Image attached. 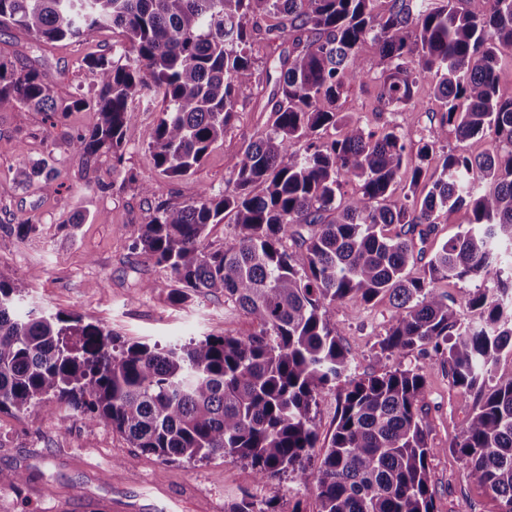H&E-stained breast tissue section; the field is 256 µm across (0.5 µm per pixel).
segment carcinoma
I'll return each instance as SVG.
<instances>
[{
    "label": "carcinoma",
    "instance_id": "1",
    "mask_svg": "<svg viewBox=\"0 0 512 512\" xmlns=\"http://www.w3.org/2000/svg\"><path fill=\"white\" fill-rule=\"evenodd\" d=\"M0 0V23L47 43H76L123 29L118 59L86 56L93 94L56 101L45 76L0 63V111L43 108L56 123L90 109L95 126L72 138L91 160L105 150L124 159V130L135 105L164 108L147 130L158 176L193 175L238 119L244 92L259 78L253 47L278 41L277 89L268 131L226 165L232 180L182 205L159 203L135 246L165 268L170 297L221 294L251 316L248 336H207L164 347L121 341L78 313L21 309L27 279L0 278V412L42 405L88 425L107 423L132 447L165 460L224 454L246 461L262 481L292 474L314 486L319 512H435L422 425L425 375L390 368L351 377L353 357L330 307L388 295L395 313L380 342L386 357L419 350L448 366L453 384L475 394L472 416L451 443L467 478L512 512V373L497 374L512 352V98L496 88V62L512 50V0L489 13L457 0ZM384 65L381 100L411 102L420 80L435 82L439 125L420 140L419 164L404 201H390L407 146L389 123L367 128L339 111L346 89L365 79L361 60ZM491 151L445 150L448 127ZM336 130L321 142L318 131ZM442 150L439 178L422 184L424 162ZM23 181L60 176L53 153L20 156ZM358 182L362 204L343 202ZM466 208L470 227L422 261L414 237L433 232L436 214ZM231 217L233 242L209 241ZM399 224L393 236L385 228ZM492 281L468 299L464 322L437 294L441 280ZM348 378L330 444L316 469L313 412L321 392ZM225 512H267L250 494Z\"/></svg>",
    "mask_w": 512,
    "mask_h": 512
}]
</instances>
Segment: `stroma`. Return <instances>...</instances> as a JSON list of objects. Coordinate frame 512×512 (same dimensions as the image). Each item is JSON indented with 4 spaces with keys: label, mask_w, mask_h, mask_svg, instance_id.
Masks as SVG:
<instances>
[{
    "label": "stroma",
    "mask_w": 512,
    "mask_h": 512,
    "mask_svg": "<svg viewBox=\"0 0 512 512\" xmlns=\"http://www.w3.org/2000/svg\"><path fill=\"white\" fill-rule=\"evenodd\" d=\"M121 30L107 29L81 43L37 45L14 26H0V61L33 67L47 77L59 100L93 90L95 77L81 60L111 55ZM365 83L353 85L339 102L361 124L397 125L407 146L416 147L437 126L443 109L433 96V83L421 81L414 101L398 107L380 99L382 64L376 52L363 57ZM278 72L246 90V110L215 143L203 166L189 177L156 175L146 148V132L161 102L151 111L133 113L125 130L124 161L113 167L111 153L86 160L70 145L72 135L88 131L95 112L69 113L50 126L44 112L19 107L0 112V278L28 277L32 288L26 305L48 312H77L101 323L125 340L161 345L205 336H245L252 317L225 301L223 295L172 302L168 273L135 249L140 224L158 202L195 200L201 187L219 193L231 178L227 158L265 131L269 113L262 107L276 87ZM54 154L61 175L51 188L21 183L20 157L37 160ZM152 179L154 192L141 194L129 174ZM35 217L37 229L21 234L18 226ZM337 332L354 356L351 373L361 377L391 367L421 368L426 376L422 424L434 450L429 459L435 512H500V502L465 475L464 460L450 442L470 416L475 398L453 385L448 370L419 351L388 359L379 343L395 312L388 298L365 304L336 302L330 308ZM346 384L325 389L315 410L320 445L335 428ZM0 470L23 471L21 488L0 485V512H97L101 502L114 512H224V506L248 493L272 502L275 512H317L313 487L291 475L265 483L243 460L215 455L204 461L164 460L137 452L126 438L101 423L60 419L32 405L19 412H0Z\"/></svg>",
    "instance_id": "stroma-1"
}]
</instances>
